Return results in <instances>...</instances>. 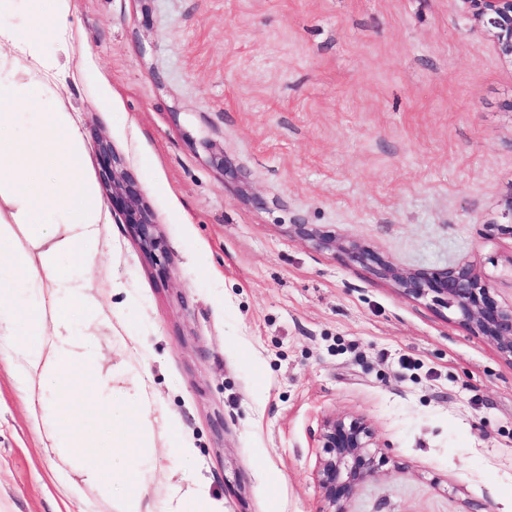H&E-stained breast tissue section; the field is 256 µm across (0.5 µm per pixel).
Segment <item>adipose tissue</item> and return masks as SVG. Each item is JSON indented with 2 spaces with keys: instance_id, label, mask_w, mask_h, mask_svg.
<instances>
[{
  "instance_id": "1",
  "label": "adipose tissue",
  "mask_w": 512,
  "mask_h": 512,
  "mask_svg": "<svg viewBox=\"0 0 512 512\" xmlns=\"http://www.w3.org/2000/svg\"><path fill=\"white\" fill-rule=\"evenodd\" d=\"M25 25L0 19V337L14 339L11 364L31 398L55 396L65 373L87 369L94 350L73 319L94 321L71 257L93 266L104 203L89 174L84 135L69 100L60 55H86L69 0H22ZM27 83L12 77L15 67ZM30 114L35 131L20 130ZM66 398L102 409L113 421L112 451L79 457L88 484L109 482L120 512H150L144 468L152 433L140 421L146 394L106 382L71 386Z\"/></svg>"
}]
</instances>
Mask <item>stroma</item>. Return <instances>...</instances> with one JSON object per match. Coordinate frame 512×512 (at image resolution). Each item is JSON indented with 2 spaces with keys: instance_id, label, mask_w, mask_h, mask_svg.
Returning a JSON list of instances; mask_svg holds the SVG:
<instances>
[{
  "instance_id": "obj_1",
  "label": "stroma",
  "mask_w": 512,
  "mask_h": 512,
  "mask_svg": "<svg viewBox=\"0 0 512 512\" xmlns=\"http://www.w3.org/2000/svg\"><path fill=\"white\" fill-rule=\"evenodd\" d=\"M67 66L91 164L110 141L148 203L154 261L106 209L91 371L143 388L148 501L320 512L318 435L360 416L387 463L349 512L512 507V365L447 309L297 236L412 270L462 261L512 301V61L460 0H70ZM110 106H102V99ZM223 154L216 168L214 154ZM0 344V512H119L53 451ZM197 452L180 470L167 424Z\"/></svg>"
}]
</instances>
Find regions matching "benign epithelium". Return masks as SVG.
<instances>
[{"instance_id":"obj_1","label":"benign epithelium","mask_w":512,"mask_h":512,"mask_svg":"<svg viewBox=\"0 0 512 512\" xmlns=\"http://www.w3.org/2000/svg\"><path fill=\"white\" fill-rule=\"evenodd\" d=\"M461 2L469 30L485 32L498 53L512 60V0ZM98 152L102 160L100 176L112 206L121 213L124 223L135 227L145 253L154 255L164 251L149 206L123 160L103 139L98 140ZM503 216L508 219V225H488L487 238L512 235V192L505 199ZM293 231L344 260L373 269L407 297H431L434 303L451 311L453 321L460 328L492 346L502 359L512 364V304L502 303L495 288L473 265L459 263L440 269L408 270L366 246L345 245L306 224L293 225ZM319 443L323 456L315 478L324 503L319 512H348L346 505L356 488L375 477L384 464L383 458L370 452L376 447L375 433L362 417L330 416L323 421Z\"/></svg>"}]
</instances>
